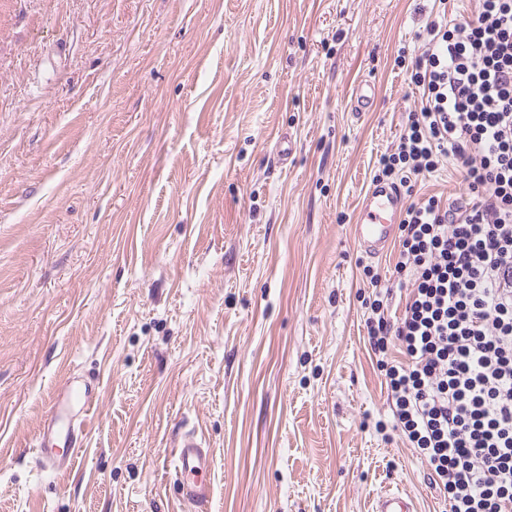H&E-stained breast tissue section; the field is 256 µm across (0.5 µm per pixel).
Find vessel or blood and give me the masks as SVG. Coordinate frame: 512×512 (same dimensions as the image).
Listing matches in <instances>:
<instances>
[{"instance_id": "vessel-or-blood-1", "label": "vessel or blood", "mask_w": 512, "mask_h": 512, "mask_svg": "<svg viewBox=\"0 0 512 512\" xmlns=\"http://www.w3.org/2000/svg\"><path fill=\"white\" fill-rule=\"evenodd\" d=\"M374 103L373 88L367 82H359L351 94L352 111H369ZM405 207L406 201L399 191L384 183H372L360 201L353 226L358 248L372 257L384 255ZM95 405L92 390L85 383H69L56 395L40 433V453L45 468L65 470L70 467L84 446L87 421ZM174 460L183 505H204L212 492V453L201 438L191 434L183 436L176 445ZM373 512H417V507L411 494L388 490L376 497Z\"/></svg>"}]
</instances>
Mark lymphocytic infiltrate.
Wrapping results in <instances>:
<instances>
[{"instance_id":"f902f5d3","label":"lymphocytic infiltrate","mask_w":512,"mask_h":512,"mask_svg":"<svg viewBox=\"0 0 512 512\" xmlns=\"http://www.w3.org/2000/svg\"><path fill=\"white\" fill-rule=\"evenodd\" d=\"M421 39V106L375 179L407 189L448 158L467 192L406 208L394 271L412 288L394 321L373 300L367 335L392 427L449 512H512V0L454 26L435 13Z\"/></svg>"}]
</instances>
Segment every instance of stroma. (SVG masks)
<instances>
[{
    "instance_id": "stroma-1",
    "label": "stroma",
    "mask_w": 512,
    "mask_h": 512,
    "mask_svg": "<svg viewBox=\"0 0 512 512\" xmlns=\"http://www.w3.org/2000/svg\"><path fill=\"white\" fill-rule=\"evenodd\" d=\"M430 7L0 0V512H188L189 432L214 454L207 512H370L388 486L448 512L377 426L364 269L406 294L399 246L352 239L419 105ZM465 192L445 162L411 200ZM72 376L98 406L56 472L37 437ZM375 103V92L366 82H359L353 89L350 99L352 112H366L372 109Z\"/></svg>"
}]
</instances>
